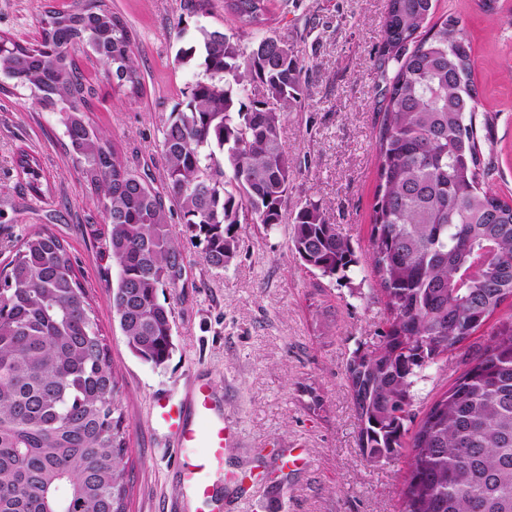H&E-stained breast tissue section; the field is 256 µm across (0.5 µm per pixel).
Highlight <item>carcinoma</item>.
Returning <instances> with one entry per match:
<instances>
[{
	"mask_svg": "<svg viewBox=\"0 0 512 512\" xmlns=\"http://www.w3.org/2000/svg\"><path fill=\"white\" fill-rule=\"evenodd\" d=\"M435 0H387L384 112L368 261L384 298L379 345L354 351L345 379L364 458L407 448L411 474L400 512H512V321L492 335L419 421L413 388L512 299V203L485 185L472 116L470 43L454 17L432 22ZM239 32L198 27L177 61L201 59L203 77L162 129L161 187L133 170L87 112L96 86L79 57L119 62L136 93L131 31L106 0H73L38 20L24 45L0 35V92H30L58 116L66 154L109 225L118 269L112 309L130 350L155 366L173 350L172 312L183 254L175 207L203 260L236 255L239 224L283 222L295 166L280 137L300 104V57L276 35L241 34L271 20L270 0H224ZM19 168L37 201L40 164ZM232 171L227 176L225 169ZM295 254L323 277L348 280L360 260L318 202L291 218ZM116 373L93 300L63 240L24 235L0 270V512H125L126 426Z\"/></svg>",
	"mask_w": 512,
	"mask_h": 512,
	"instance_id": "carcinoma-1",
	"label": "carcinoma"
}]
</instances>
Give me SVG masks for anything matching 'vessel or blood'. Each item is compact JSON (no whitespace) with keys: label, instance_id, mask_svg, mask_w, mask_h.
<instances>
[{"label":"vessel or blood","instance_id":"obj_1","mask_svg":"<svg viewBox=\"0 0 512 512\" xmlns=\"http://www.w3.org/2000/svg\"><path fill=\"white\" fill-rule=\"evenodd\" d=\"M155 415L177 439L180 448L205 445L207 452L196 463L182 467L181 482L202 502L211 498L210 474L222 465L230 443L229 424L217 409L207 382H197L184 401L156 399Z\"/></svg>","mask_w":512,"mask_h":512}]
</instances>
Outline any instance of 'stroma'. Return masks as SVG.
Returning <instances> with one entry per match:
<instances>
[{
	"label": "stroma",
	"mask_w": 512,
	"mask_h": 512,
	"mask_svg": "<svg viewBox=\"0 0 512 512\" xmlns=\"http://www.w3.org/2000/svg\"><path fill=\"white\" fill-rule=\"evenodd\" d=\"M71 0H0V33L24 42L38 36L37 21ZM387 0H273L272 32L299 52L306 95L286 113L281 139L297 170L289 207L318 201L330 223L362 263L350 280L306 269L290 241L291 227L241 224L235 258L209 268L201 247L186 240L179 211L169 216L183 244L182 276L159 300L171 309L175 348L160 367L129 349L112 311L109 288L117 268L108 253L109 228L62 146L54 114L28 94H0V266L28 232L50 226L76 257L92 296L117 373L133 466L128 512H189L177 469L201 451H179L160 428L154 398L180 399L195 378H207L239 434L211 481L223 512H399L406 455L371 464L358 448V421L344 380L352 351L373 348L384 328V304L366 263L377 178L376 137L382 120L379 69ZM487 15L480 0H436L435 15L461 20L472 45L473 82L499 117L478 128L491 160L490 187L512 202V0ZM133 34L141 77L137 95L117 86L101 65L82 61L98 97L88 117L108 133L139 171L162 179V127L186 100L198 70L178 64L177 51L198 27L236 31L224 0H206L195 13L187 0H110ZM36 155L52 187L36 201L17 166ZM512 318L504 303L482 330L448 360L426 371L412 410L422 414L474 359L492 331ZM303 449L307 466L288 464Z\"/></svg>",
	"instance_id": "obj_1"
}]
</instances>
